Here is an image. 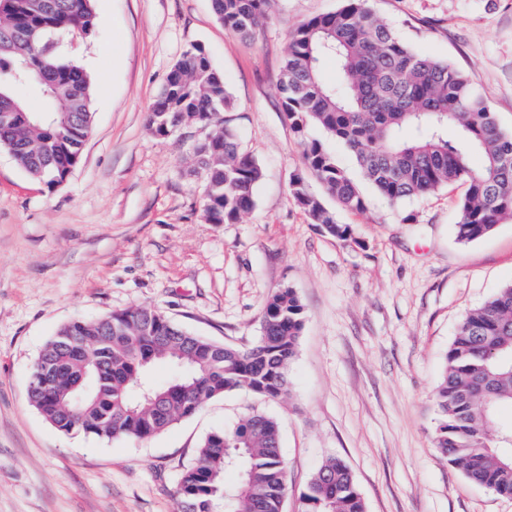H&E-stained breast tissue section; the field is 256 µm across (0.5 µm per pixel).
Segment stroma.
Instances as JSON below:
<instances>
[{"label": "stroma", "mask_w": 512, "mask_h": 512, "mask_svg": "<svg viewBox=\"0 0 512 512\" xmlns=\"http://www.w3.org/2000/svg\"><path fill=\"white\" fill-rule=\"evenodd\" d=\"M340 0H274L254 38L225 31L211 0H96L86 37L58 53L92 77V133L65 183L30 179L0 148V512H176L201 440L262 411L280 423L288 495L328 459L352 470L367 512H512L435 446L434 392L462 316L512 283V223L457 240L456 183L391 204L362 185L343 209L306 171L278 79L294 30ZM419 53L466 71L512 131V0H372ZM201 45L234 97L240 149L262 167L255 204L234 224L203 216L189 150L204 127L153 134L149 111L171 67ZM303 177L342 242L290 195ZM290 287L305 310L288 394L232 391L146 441L53 428L27 398L33 366L64 323L149 305L236 348L260 335L265 300Z\"/></svg>", "instance_id": "1"}]
</instances>
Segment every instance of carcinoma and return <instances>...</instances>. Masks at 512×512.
Masks as SVG:
<instances>
[{
	"instance_id": "1",
	"label": "carcinoma",
	"mask_w": 512,
	"mask_h": 512,
	"mask_svg": "<svg viewBox=\"0 0 512 512\" xmlns=\"http://www.w3.org/2000/svg\"><path fill=\"white\" fill-rule=\"evenodd\" d=\"M33 2L3 3L13 35L0 36V147L31 179L55 187L81 159L92 125V112L84 110L92 82L44 44L53 35L90 34L96 14L94 0H49L43 12ZM271 7L272 0H213L224 29L241 38L256 35ZM325 58L336 63V86L320 79ZM23 89L36 95L38 107L22 98ZM278 90L306 168L344 208L362 211L366 200L330 149L310 138L314 127L344 143L362 178L393 204L466 185L455 226L463 243L512 221V131L502 129L463 70L419 54L379 22L370 0H341L336 11L303 23L289 42ZM233 108L224 75L194 45L170 69L150 109L149 124L160 137L187 122L209 128L193 154L210 224L237 223L252 208L262 177L224 119ZM450 123L459 128L454 141L443 134ZM473 152L484 158L479 170L467 163ZM290 193L312 223L350 239V227L336 223L296 177ZM303 325L304 307L291 288L269 296L260 336L246 349L195 335L147 305L73 320L42 348L36 363L50 382L29 387L28 400L62 433L148 440L230 391L284 397ZM157 362L173 368L161 385L150 377ZM434 401L440 453L471 481L512 496V424L496 419L500 405L512 404V284L464 314ZM279 443V422L265 413L207 434L178 483L177 512H281L287 484ZM230 469L238 476L228 486ZM302 500L303 512H366L351 470L336 458L312 476Z\"/></svg>"
}]
</instances>
